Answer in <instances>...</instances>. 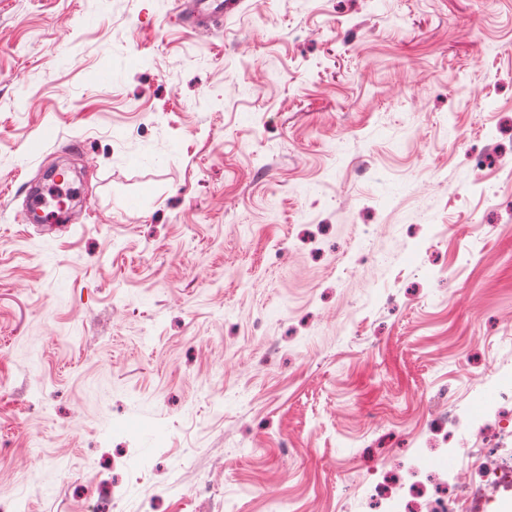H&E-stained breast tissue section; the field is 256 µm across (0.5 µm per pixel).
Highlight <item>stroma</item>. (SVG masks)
Returning <instances> with one entry per match:
<instances>
[{"label": "stroma", "mask_w": 512, "mask_h": 512, "mask_svg": "<svg viewBox=\"0 0 512 512\" xmlns=\"http://www.w3.org/2000/svg\"><path fill=\"white\" fill-rule=\"evenodd\" d=\"M0 0V500L366 512L512 365V0ZM463 133L456 144L446 129ZM79 171L68 223L26 188ZM211 495L196 496L202 481ZM180 12L188 24H195L204 17H220L224 14L222 0H182Z\"/></svg>", "instance_id": "obj_1"}]
</instances>
